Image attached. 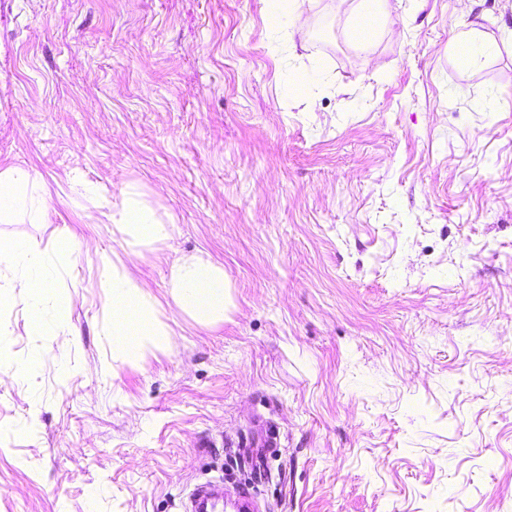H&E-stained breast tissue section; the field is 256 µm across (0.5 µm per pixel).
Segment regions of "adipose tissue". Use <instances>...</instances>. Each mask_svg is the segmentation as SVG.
Returning <instances> with one entry per match:
<instances>
[{"mask_svg":"<svg viewBox=\"0 0 512 512\" xmlns=\"http://www.w3.org/2000/svg\"><path fill=\"white\" fill-rule=\"evenodd\" d=\"M41 187L38 175L17 167L0 168V223H11L21 201L27 204L26 214L31 223H46L48 205ZM85 218L91 224L113 225L127 247V266L105 275L113 345L124 348L132 338L136 341L135 351L140 354L170 341L173 329L157 321L148 286L132 266L141 258L142 248L158 250L173 238L177 226L172 218L135 191L126 192L121 204L108 210L86 212ZM3 263L19 272L18 287L26 290L33 312H40L55 293L54 281L42 272V252L20 246L14 238L1 234L0 264ZM227 284L223 265L205 252L177 256L170 261L169 288L173 304L201 325L223 322Z\"/></svg>","mask_w":512,"mask_h":512,"instance_id":"adipose-tissue-1","label":"adipose tissue"}]
</instances>
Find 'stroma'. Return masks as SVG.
Listing matches in <instances>:
<instances>
[{
    "label": "stroma",
    "mask_w": 512,
    "mask_h": 512,
    "mask_svg": "<svg viewBox=\"0 0 512 512\" xmlns=\"http://www.w3.org/2000/svg\"><path fill=\"white\" fill-rule=\"evenodd\" d=\"M357 3L0 0V168L49 208L0 232L65 306L32 331L0 265V512H182L214 480L260 512H512V14L403 0L361 44ZM132 188L178 226L138 262L176 335L137 358L101 283L120 237L79 219ZM198 249L217 326L168 294ZM481 32L472 28L464 37L460 45L459 63L463 68H470L479 61V47ZM227 284L224 266L204 251L170 261L169 292L174 307L203 326L224 322Z\"/></svg>",
    "instance_id": "stroma-1"
}]
</instances>
